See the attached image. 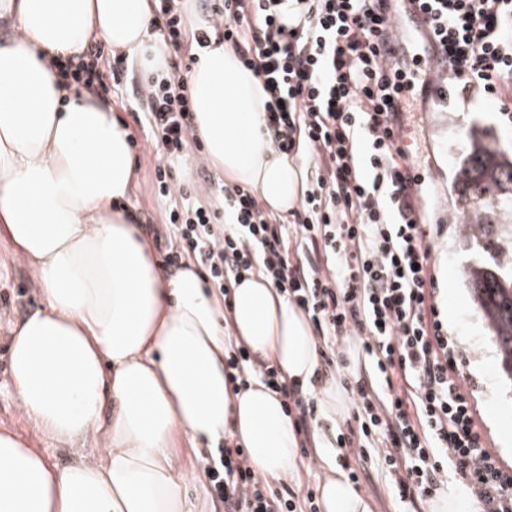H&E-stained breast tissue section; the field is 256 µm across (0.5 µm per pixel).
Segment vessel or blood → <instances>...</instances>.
Instances as JSON below:
<instances>
[{
	"mask_svg": "<svg viewBox=\"0 0 512 512\" xmlns=\"http://www.w3.org/2000/svg\"><path fill=\"white\" fill-rule=\"evenodd\" d=\"M387 17L396 29L400 44L410 45L419 52L421 65L417 79L432 89L443 85L448 71L440 44L432 33L429 14L420 10L414 0H401L399 7L388 10Z\"/></svg>",
	"mask_w": 512,
	"mask_h": 512,
	"instance_id": "vessel-or-blood-1",
	"label": "vessel or blood"
}]
</instances>
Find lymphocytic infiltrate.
Masks as SVG:
<instances>
[{"label":"lymphocytic infiltrate","mask_w":512,"mask_h":512,"mask_svg":"<svg viewBox=\"0 0 512 512\" xmlns=\"http://www.w3.org/2000/svg\"><path fill=\"white\" fill-rule=\"evenodd\" d=\"M419 2L459 89L495 96L502 114H512V0ZM385 3L216 0L212 24L190 36L181 0H152L157 36L173 50L189 37L201 48L215 39L233 47L263 80L274 149L314 161L291 223H272L252 190L225 185L230 220L214 227L215 211L168 181L169 163L195 141L187 79L151 78L133 109L157 148L160 195L180 200L166 216L175 242L164 261L193 259L225 295L242 272L262 268L309 317L326 368L335 367L337 346L357 339L369 373L349 387L354 425L336 442L377 461L400 498H430L452 476L479 512H512V469L488 449L436 303L430 253L438 227L422 218V178L399 144L415 81L406 64L388 62L394 30ZM104 50L91 44L85 60L61 70L102 101L118 77L100 67ZM227 363L282 393L296 433L307 432L313 400L243 349ZM207 471L227 512H292L289 488L272 490L244 449L224 447Z\"/></svg>","instance_id":"1"}]
</instances>
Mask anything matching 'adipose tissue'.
<instances>
[{
    "label": "adipose tissue",
    "instance_id": "adipose-tissue-1",
    "mask_svg": "<svg viewBox=\"0 0 512 512\" xmlns=\"http://www.w3.org/2000/svg\"><path fill=\"white\" fill-rule=\"evenodd\" d=\"M1 17L13 33L0 40V234L41 300L11 330L10 377L34 434L69 446L93 432L102 445L77 448L61 469L0 430V512H189L181 437L229 441L260 475L294 478L298 437L282 395L254 376L232 386L224 355L235 341L311 389L320 357L307 316L259 270L223 301L193 262L162 268L127 206L128 125L65 89L56 66L95 38L167 73L148 0H0ZM187 78L201 163L272 214L295 209L304 174L271 146L261 78L217 42ZM318 460L321 512H369L331 445Z\"/></svg>",
    "mask_w": 512,
    "mask_h": 512
}]
</instances>
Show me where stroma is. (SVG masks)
Masks as SVG:
<instances>
[{
  "mask_svg": "<svg viewBox=\"0 0 512 512\" xmlns=\"http://www.w3.org/2000/svg\"><path fill=\"white\" fill-rule=\"evenodd\" d=\"M142 70L124 71L120 83L108 99L114 112L123 113L136 141L132 154L137 164V184L130 201L144 224H160L173 197L161 196L155 177L157 156L147 140L134 112H124L123 106L131 97L136 84L143 81ZM498 99L481 94L456 95L448 101L437 97L417 98L406 118L405 135L420 173L425 180L421 186L425 200L424 217L427 223L439 225L431 260L437 278V294L454 289L460 322L449 325L448 335L460 345L458 366L468 377L477 418L483 428L490 452L506 467L512 468V445L501 443L499 429L505 420H512V383L503 377L496 348L490 332L479 316L476 303L467 285L470 265L488 260V253L472 245L470 222L464 221L463 205L454 187V176L466 150V132L472 125L490 129L503 148L512 150V123L501 118ZM195 149L184 151L170 165L173 180L194 184L199 201L208 208L219 202L218 188L223 179L211 168L190 165ZM32 270L17 260L7 238H0V428H9L29 439L32 447L42 449L51 463L67 466L72 456L69 450L48 439L32 437L22 415L9 378L8 325L21 319L38 305L32 288ZM211 450L207 445L184 446L182 460L197 474L188 487L187 497L195 512H224V504L212 493L205 470V458ZM346 465L358 475L354 486L368 502L371 512H426L421 500L400 499L389 484L384 470L376 463L347 454Z\"/></svg>",
  "mask_w": 512,
  "mask_h": 512,
  "instance_id": "obj_1",
  "label": "stroma"
}]
</instances>
